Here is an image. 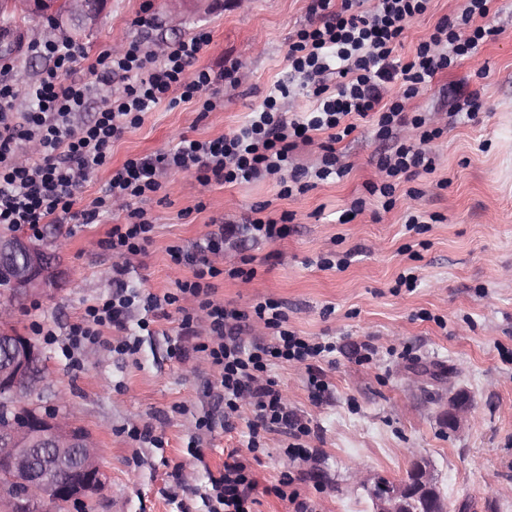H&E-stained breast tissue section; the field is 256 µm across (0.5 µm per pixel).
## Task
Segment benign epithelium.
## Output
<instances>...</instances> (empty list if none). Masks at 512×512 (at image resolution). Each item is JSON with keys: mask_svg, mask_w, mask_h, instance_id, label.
Here are the masks:
<instances>
[{"mask_svg": "<svg viewBox=\"0 0 512 512\" xmlns=\"http://www.w3.org/2000/svg\"><path fill=\"white\" fill-rule=\"evenodd\" d=\"M58 0H0V12L57 19L59 26L82 29L97 24L107 0H70L57 14ZM8 278L7 294L20 299L53 292L63 276L47 246L17 234L0 237V275ZM11 343L0 361V390L6 392L7 427L0 431V512H88L103 493L101 469L90 431L61 406L43 401L49 374L44 352L0 308V335ZM470 399L460 391L448 400V427L467 417ZM403 478L383 485V476L365 475L360 484L371 494V512H448V500L434 475L432 462L416 460Z\"/></svg>", "mask_w": 512, "mask_h": 512, "instance_id": "benign-epithelium-1", "label": "benign epithelium"}]
</instances>
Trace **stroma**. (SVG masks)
Returning <instances> with one entry per match:
<instances>
[{"instance_id":"obj_1","label":"stroma","mask_w":512,"mask_h":512,"mask_svg":"<svg viewBox=\"0 0 512 512\" xmlns=\"http://www.w3.org/2000/svg\"><path fill=\"white\" fill-rule=\"evenodd\" d=\"M147 1L160 20L151 34L155 43L206 29L212 39L197 67L217 72L226 59H238L242 85L205 114L194 100L159 104L113 143L108 166L91 174L79 193L81 207L101 194L126 159L169 149L183 136L213 139L243 124L287 82L288 45L307 19V0H195L188 12L172 0H109L79 45L93 54L138 38L133 21ZM462 7L463 0H432L427 13L407 25L398 55L411 56L440 18ZM487 22L499 35L438 73L407 103L412 111L446 112L458 92L476 89L483 102L477 121L455 125L434 141L436 172L401 183L391 208L368 193L379 177L375 157L383 144L363 120L336 145L349 173L305 193L281 196L272 180L204 187L192 174L170 171L145 204L154 219L152 242L133 258L129 278L158 295L192 275L191 267L171 264L169 245L191 246L214 222L241 219L262 203L272 214L294 215L285 239L248 242L255 279L215 281L216 300L242 308L281 301L293 330L336 346L312 368L279 363L267 372L289 410L308 423L302 442L310 456L288 458L287 436L262 433L251 463L258 512H295L294 503L273 492L285 478L311 512H370L360 475L398 480L422 456L431 459L451 512H512V0H493ZM7 32L15 50L0 55V65H10L9 76L19 83L34 80L46 61L28 55L26 45L54 38L52 27L17 19ZM358 198L366 201L364 212L338 223L339 212ZM200 201L205 210H197ZM416 212L438 220L406 232V216ZM108 229L105 223L42 226L41 238L52 245L64 277L53 296L15 304L23 331L38 322L65 337L85 306L106 294L113 258L101 241ZM346 252V268L321 266V258ZM408 269L419 283L412 292L397 285ZM176 326V318L158 316L142 332L129 322L127 332L140 337L132 356L113 353L123 334L113 329L75 361L59 345L43 346L51 358L45 401L64 398L98 444L107 485L97 512H208L202 496L209 474L223 469L227 450L247 446L251 412L225 419L209 390L218 372L196 349L208 339L206 325L184 341ZM312 369L328 385L319 398L308 385ZM458 389L468 393L471 412L452 431L440 414ZM206 415L213 430L198 426ZM134 427L160 436L162 447L135 440Z\"/></svg>"}]
</instances>
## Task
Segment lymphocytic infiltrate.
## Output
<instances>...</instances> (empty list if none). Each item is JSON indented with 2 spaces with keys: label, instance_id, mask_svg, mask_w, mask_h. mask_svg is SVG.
<instances>
[{
  "label": "lymphocytic infiltrate",
  "instance_id": "lymphocytic-infiltrate-1",
  "mask_svg": "<svg viewBox=\"0 0 512 512\" xmlns=\"http://www.w3.org/2000/svg\"><path fill=\"white\" fill-rule=\"evenodd\" d=\"M491 2L465 0L461 13L440 19L405 60L396 48L408 23L427 12L430 0H342L338 6L333 0H309L308 22L296 31L287 54L291 77L312 100L309 112L288 117L280 101L291 89L277 85L238 129L214 139L184 137L169 150L127 159L113 170L101 196L81 209L76 206L81 188L108 164L112 145L125 130L140 125L147 112L175 92L182 100H198L202 111L215 110L223 104L225 90L239 87V63L226 61L216 73L195 68L211 41L204 30L153 48L149 31L158 22L146 13L135 21L138 38L125 46L104 47L93 56L67 39L29 43V53L47 59L48 65L27 91H19L12 79L0 78V226L35 232L41 225L65 220L96 224L115 209L124 214L103 241L114 257L109 292L70 326L63 352L71 356L81 346L96 343L102 329H126L137 311L162 313L171 306L179 315V335H195L198 319L207 322L211 340L202 349L219 370L213 386L225 413L239 412L245 404L252 408L246 450H229L223 473L211 482V512H256V482L248 457L258 452L261 432L285 430L295 437L309 432L289 411L276 382L266 378L267 368L310 364L333 352L334 345L290 329L280 301L267 299L246 310L214 298L219 276L250 281L258 274L253 256L245 254L236 266H216L213 257L224 244L241 234L254 241L285 238L292 214L275 217L256 207L242 222L219 224L193 248L168 246L171 260L190 266L192 276L159 296L128 282L132 259L152 241L154 224L144 201L171 170L193 173L204 186L272 179L281 196L304 193L311 180L344 176L349 166L335 145L355 131V119L366 117L375 122L376 139L390 144L377 155L381 179L371 184L369 193L392 201L400 183L434 173L431 145L446 131L422 113H408L406 103L426 91L438 72L476 54L495 35V28L482 24ZM80 65L92 83L74 79ZM396 82L403 91L394 96L390 90ZM94 85L103 92L102 107L94 120L85 122L81 114ZM22 94L30 101L23 111L17 107ZM318 133L325 136L319 143L314 140ZM313 144L320 151L318 164L309 169L295 163L294 152ZM256 323L263 325L265 337L247 338Z\"/></svg>",
  "mask_w": 512,
  "mask_h": 512
}]
</instances>
